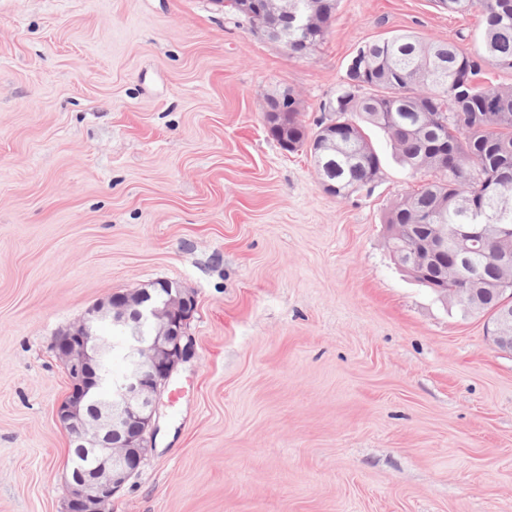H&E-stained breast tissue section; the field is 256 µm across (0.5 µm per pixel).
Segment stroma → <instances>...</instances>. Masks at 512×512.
<instances>
[{
  "label": "stroma",
  "instance_id": "obj_1",
  "mask_svg": "<svg viewBox=\"0 0 512 512\" xmlns=\"http://www.w3.org/2000/svg\"><path fill=\"white\" fill-rule=\"evenodd\" d=\"M482 29L339 0L292 55L216 0H0V512H63L54 338L160 280L194 353L112 512H512V354L388 247L419 176L372 127L380 179L336 198L264 122L287 90L328 118L364 42Z\"/></svg>",
  "mask_w": 512,
  "mask_h": 512
}]
</instances>
